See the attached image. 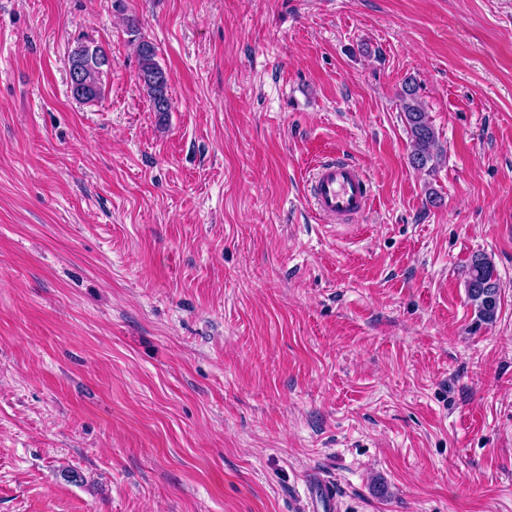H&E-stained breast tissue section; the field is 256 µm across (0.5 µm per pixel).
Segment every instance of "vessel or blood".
I'll return each instance as SVG.
<instances>
[{
  "mask_svg": "<svg viewBox=\"0 0 512 512\" xmlns=\"http://www.w3.org/2000/svg\"><path fill=\"white\" fill-rule=\"evenodd\" d=\"M311 198L322 221L332 222L361 217L371 204L372 193L359 166L328 160L315 168Z\"/></svg>",
  "mask_w": 512,
  "mask_h": 512,
  "instance_id": "1",
  "label": "vessel or blood"
}]
</instances>
